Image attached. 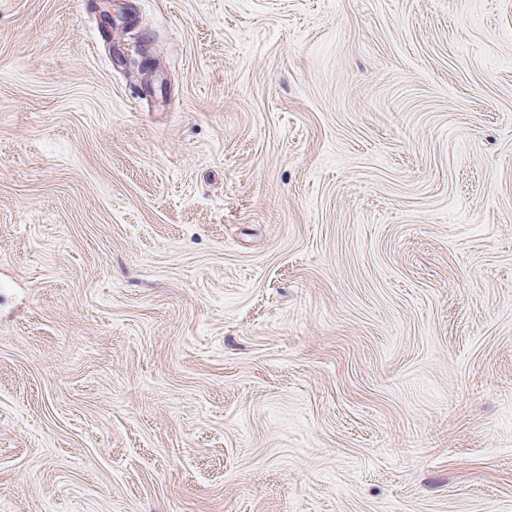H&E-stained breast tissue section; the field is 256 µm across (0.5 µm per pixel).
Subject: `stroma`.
<instances>
[{
	"label": "stroma",
	"mask_w": 512,
	"mask_h": 512,
	"mask_svg": "<svg viewBox=\"0 0 512 512\" xmlns=\"http://www.w3.org/2000/svg\"><path fill=\"white\" fill-rule=\"evenodd\" d=\"M0 512H512V0H0Z\"/></svg>",
	"instance_id": "obj_1"
}]
</instances>
